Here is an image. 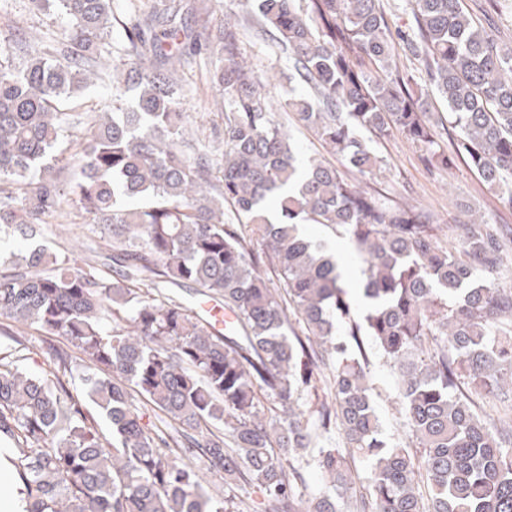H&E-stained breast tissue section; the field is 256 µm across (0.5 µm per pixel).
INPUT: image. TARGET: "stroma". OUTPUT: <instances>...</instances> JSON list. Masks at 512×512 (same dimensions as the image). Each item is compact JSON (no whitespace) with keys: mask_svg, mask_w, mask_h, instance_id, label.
<instances>
[{"mask_svg":"<svg viewBox=\"0 0 512 512\" xmlns=\"http://www.w3.org/2000/svg\"><path fill=\"white\" fill-rule=\"evenodd\" d=\"M169 7H190L186 20L196 25L201 17H209L212 24H223L225 16L240 21L239 50L257 70L272 71L276 81L272 88V115L285 123L294 134L302 158H330L329 148L314 133L299 125L287 108L289 97L303 93L304 85L291 79L288 62L277 47L265 36L246 14L244 0H163ZM151 0H113L115 21L108 37L106 54L113 62L123 57L126 24L134 15L143 12ZM466 8L497 38L512 43V0H464ZM70 26L69 19L55 11L36 10L31 0H0V51L11 54L17 38L28 37L51 40L63 36ZM219 58L211 51H190L185 54L178 68L179 101L188 115L189 131L199 132L203 143L212 150L224 148V95L214 85L212 74ZM372 144L384 159L381 174L371 184L384 197L407 201L430 211L438 224L447 227L449 239L455 240L465 224L478 217L503 229L512 230V204L503 200L500 193L490 190L479 174L463 161L448 167L430 166L425 163L418 147L398 132L376 136ZM68 224L69 233H61V224H47L44 235L54 244L59 258L68 260L71 268L83 267L85 260L98 262L100 270H107L105 258L109 252L107 242L100 232L86 225L84 215L76 206L64 211L62 224ZM309 238L326 242L342 255L349 275L350 295L355 305H362L358 289L360 265L354 246L332 228L321 224L306 227ZM66 348L65 338L43 336L31 328L16 329L14 336H0V348L18 351L24 356V366L30 372H39L46 357L47 345ZM368 369L373 383L372 399L385 437L396 444H410L411 438L404 418L395 402V370L374 346H367Z\"/></svg>","mask_w":512,"mask_h":512,"instance_id":"stroma-1","label":"stroma"}]
</instances>
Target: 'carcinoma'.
<instances>
[{"instance_id": "cac0c4a2", "label": "carcinoma", "mask_w": 512, "mask_h": 512, "mask_svg": "<svg viewBox=\"0 0 512 512\" xmlns=\"http://www.w3.org/2000/svg\"><path fill=\"white\" fill-rule=\"evenodd\" d=\"M416 34L394 32L380 0H252L251 18L310 93L288 109L343 164L373 178L382 160L359 131L396 130L434 166L460 159L512 203V44L476 26L461 0H408ZM71 21L61 41L20 42L0 64V231L35 247L0 266V317L71 350L29 375L0 350V444L10 451L21 512H251L224 486L255 488L263 512H512V421L475 411L473 396H512V284L477 271L512 268V241L475 218L451 249L432 214L302 164L269 112V77L239 52V23L190 30L168 8L130 20L123 68L107 71L112 0H32ZM419 56L448 105V152L435 148L427 100L394 62ZM221 56L224 155L185 135L171 78L191 47ZM112 74V108L71 141L59 105ZM105 234L112 278L74 271L39 243L66 197ZM281 220L267 217L266 201ZM331 226L361 257L358 312L336 256L300 231ZM270 266L287 297L271 288ZM194 288L236 316L225 333L164 292ZM352 346L336 341V318ZM299 328H294L293 324ZM369 338L399 375L398 405L416 439L386 440L363 358ZM332 402L305 406L324 370ZM168 419L144 422L133 396ZM370 464L357 490L347 456ZM310 459L325 487L300 504ZM431 485L428 506L418 479Z\"/></svg>"}]
</instances>
